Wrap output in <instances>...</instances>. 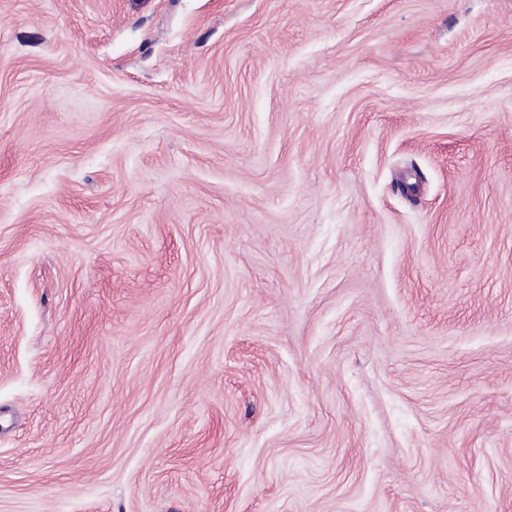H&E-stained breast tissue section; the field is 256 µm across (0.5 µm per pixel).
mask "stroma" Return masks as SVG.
Here are the masks:
<instances>
[{
    "mask_svg": "<svg viewBox=\"0 0 512 512\" xmlns=\"http://www.w3.org/2000/svg\"><path fill=\"white\" fill-rule=\"evenodd\" d=\"M0 512H512V0H0Z\"/></svg>",
    "mask_w": 512,
    "mask_h": 512,
    "instance_id": "35a3bbf8",
    "label": "stroma"
}]
</instances>
